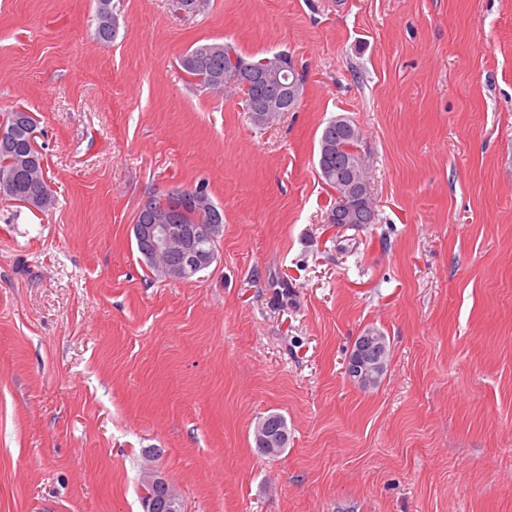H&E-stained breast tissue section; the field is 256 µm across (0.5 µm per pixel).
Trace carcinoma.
Returning a JSON list of instances; mask_svg holds the SVG:
<instances>
[{"label": "carcinoma", "mask_w": 512, "mask_h": 512, "mask_svg": "<svg viewBox=\"0 0 512 512\" xmlns=\"http://www.w3.org/2000/svg\"><path fill=\"white\" fill-rule=\"evenodd\" d=\"M96 34L104 42H110L116 35L118 15L115 0H97L95 13ZM244 63L268 61L271 81L268 92L286 94L292 81L303 83L299 73L290 69V63H282L279 54H267L256 57L239 54ZM183 70L195 81V85L213 93L224 92V44L221 42L203 43L189 49L181 59ZM35 119L25 116V113L15 109L6 114L0 123V188L5 198L12 196L26 198L41 212L49 211L55 205L56 198L49 185L47 175L43 173L37 157L33 161L30 156L28 140L30 129ZM359 127L348 117L338 115L327 122L323 128L317 152L329 147V159L326 166L319 167L324 181L336 192V200L348 196L351 185L359 188V201L365 214H370L373 208L371 185L366 175V165L363 158L349 155V167L354 177L339 179L336 177V145L358 143ZM199 199L192 205H186L173 214L174 223L187 224L196 227L204 238V244L211 250H216L217 243L223 235V216L219 207L209 196L203 185L194 188Z\"/></svg>", "instance_id": "cac0c4a2"}]
</instances>
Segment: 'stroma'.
I'll return each mask as SVG.
<instances>
[{"instance_id":"35a3bbf8","label":"stroma","mask_w":512,"mask_h":512,"mask_svg":"<svg viewBox=\"0 0 512 512\" xmlns=\"http://www.w3.org/2000/svg\"><path fill=\"white\" fill-rule=\"evenodd\" d=\"M172 2L123 0L105 43L95 0H0V113L36 116L57 199L0 200V512H143L148 465L184 512H512V0ZM206 42L291 54L298 107L259 128L196 87ZM339 114L373 224L326 221ZM201 183L217 259L160 279L138 208ZM359 137V127L344 115H338L336 118L329 120L322 130L317 149L318 168L324 181L336 192L334 204L328 212V223L330 224H346L347 221L355 219L349 211L345 210L343 204L337 207L336 214L330 218V212L339 203L340 197H348L352 182L359 188V201L363 206L364 213L366 215L371 214L372 208H374L371 198V185L366 175V165L363 158L354 154L348 155L349 167L355 176L354 181L352 180L351 174L350 177L346 179L336 178V157L341 153L349 151V148L343 146L337 147L336 143L356 145L359 141ZM326 144L331 145V147L324 149ZM323 149L324 152L329 150L330 153L329 159L326 160V167H323L320 162ZM368 333L378 337L385 345L382 367L372 369L368 378L364 380L369 369L375 366L381 355V346L377 339L371 335H363L355 340L346 364V371L348 372L351 380L354 382L364 380L363 383L358 384V386L363 389L375 388L380 384L390 354L387 336L378 330H373ZM356 341L357 345L355 348ZM256 437L260 450L264 453L282 450L288 442L287 431L279 429L268 420L259 423Z\"/></svg>"}]
</instances>
